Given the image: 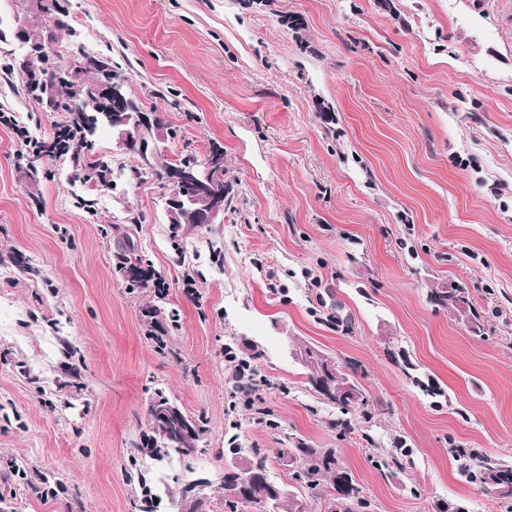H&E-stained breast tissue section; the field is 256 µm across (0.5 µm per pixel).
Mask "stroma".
<instances>
[{
  "label": "stroma",
  "instance_id": "1",
  "mask_svg": "<svg viewBox=\"0 0 512 512\" xmlns=\"http://www.w3.org/2000/svg\"><path fill=\"white\" fill-rule=\"evenodd\" d=\"M60 4L73 29L49 44L56 68L110 61L173 130L170 157L223 143L231 201L223 223L176 228L157 179L103 188L70 155L34 152L25 138L68 127L67 99L31 93L42 63L14 46L0 109L25 133L0 125V512H137V470L157 512H186L200 477L224 512L233 434L327 512L332 482L303 490L277 458L287 433L335 450L362 512H502L455 454L512 464V0ZM122 229L165 298L115 271ZM435 283L468 288L480 331L428 302ZM153 320L167 349L145 336ZM230 343L261 352L252 402L233 392ZM304 346L361 384L352 432L334 428ZM160 392L208 431L158 463L133 447ZM400 441L409 456L372 462Z\"/></svg>",
  "mask_w": 512,
  "mask_h": 512
}]
</instances>
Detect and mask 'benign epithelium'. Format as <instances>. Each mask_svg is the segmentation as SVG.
<instances>
[{"label": "benign epithelium", "instance_id": "1", "mask_svg": "<svg viewBox=\"0 0 512 512\" xmlns=\"http://www.w3.org/2000/svg\"><path fill=\"white\" fill-rule=\"evenodd\" d=\"M13 25L8 34L0 40L21 45L27 43L29 17L48 16L54 13L58 0H10ZM97 107V119L112 130L119 146L125 147L138 142L143 163L156 165L166 160L159 150V143L167 141L164 129L155 125L153 114L135 106L124 89V81L107 75L92 84L86 98L78 102L77 111L86 112L88 107ZM223 166L212 153L204 161L187 154L168 167L171 190L166 200L168 223L178 225L182 219L190 217L198 224L224 223V211L229 201V192L222 187ZM150 418L154 426L165 429L166 439L176 446L197 429L195 418L185 414L179 406L168 398L153 400L149 406Z\"/></svg>", "mask_w": 512, "mask_h": 512}]
</instances>
